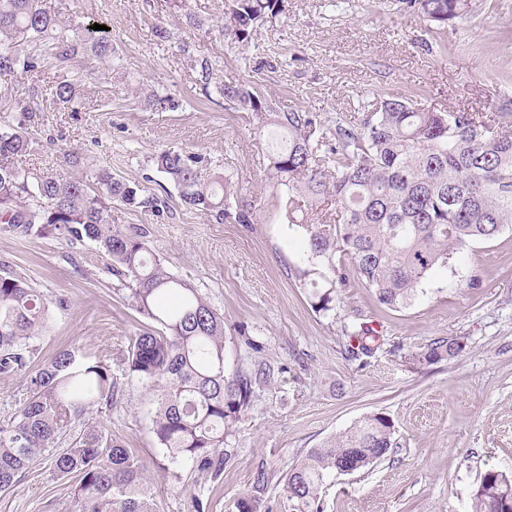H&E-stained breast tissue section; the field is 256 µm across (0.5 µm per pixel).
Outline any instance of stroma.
<instances>
[{"mask_svg":"<svg viewBox=\"0 0 512 512\" xmlns=\"http://www.w3.org/2000/svg\"><path fill=\"white\" fill-rule=\"evenodd\" d=\"M475 3L439 35L395 0H288V20L241 48L218 32L224 0H186L182 13L164 0H43L48 10L70 9L76 25L106 26L118 54L109 71L89 57L71 64L81 78L76 106L42 105L32 149L17 166L54 169L58 149H75L165 199L157 215L117 201L112 213L117 223L148 225L150 253L223 314L227 371L260 362L277 368L227 434L231 459L220 477L172 464L152 432L155 398L124 364L149 321L109 258L88 240L0 230V275L23 280L50 303L34 366L70 349L109 367L114 400L90 407L84 420L138 457L157 512H238L254 495L260 512H302L288 496V471L370 413L392 421L393 448L361 471L332 475L320 512H470L487 470L512 472V231L461 250L408 307L379 305L351 278L337 286L333 312L316 311L304 238L285 223L266 181L270 136L246 113L203 98L190 63L208 59L217 81L252 84L275 106L330 124L386 95L512 113V0ZM159 26L167 39L156 36ZM183 43L189 55L179 52ZM43 84L31 72L1 74L0 118ZM151 94L172 107L149 106ZM165 149L201 154L202 179L230 178L250 223L220 224L185 206L149 161ZM476 273L482 285L469 287ZM363 324L385 339L364 365L344 353ZM437 337L460 338L464 348L450 360L414 363ZM74 485L37 458L0 492V512H76Z\"/></svg>","mask_w":512,"mask_h":512,"instance_id":"obj_1","label":"stroma"}]
</instances>
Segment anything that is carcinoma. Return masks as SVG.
Here are the masks:
<instances>
[{
	"label": "carcinoma",
	"instance_id": "cac0c4a2",
	"mask_svg": "<svg viewBox=\"0 0 512 512\" xmlns=\"http://www.w3.org/2000/svg\"><path fill=\"white\" fill-rule=\"evenodd\" d=\"M282 0H224V41L244 47L262 27L288 19ZM447 31L471 9V0H397ZM116 47L96 31L81 29L50 12L41 0H0V74L63 70L81 56L112 67ZM193 67L211 95L213 65ZM52 99L73 104L78 83L47 87ZM219 96L245 112L259 129H275L266 176L282 191L289 224L305 238L312 264L333 280L314 289V307L333 310L336 282L348 273L371 288L390 309L409 306L438 268L450 266L460 249L498 236L512 224V135L499 132L512 118L423 107L403 96L375 98L354 120L333 126L312 112H280L246 84H222ZM40 108L21 105L14 129L0 128V224L25 236L56 234L95 242L112 260V275L130 291L136 309L154 326L142 330L128 351L129 373L157 393L153 433L166 458L217 478L228 454L225 435L249 408L256 387L271 369L225 368L224 317L189 283L171 273L147 247L146 225L115 223L112 201L155 207L137 185L124 183L104 166H92L75 150L62 152L65 166L85 175L25 170L15 158L30 149L27 122ZM201 157L164 150L152 166L180 190L185 204L222 223L249 212L231 211L228 179L203 182ZM48 305L25 282L0 276V373L25 370L35 355L32 341L47 329ZM350 358H370L381 336L361 325L352 334ZM463 346L457 338L432 340L415 361L450 360ZM29 396L0 425V490L8 489L29 463L44 454L60 476L76 478L78 512H156L139 459L96 426L81 422L95 404L112 405L107 366L78 358L68 349L29 376ZM388 418L370 414L347 431L308 451L289 470V496L315 504L326 479L345 460L362 470L393 446ZM512 512V474L489 470L473 492L471 512Z\"/></svg>",
	"mask_w": 512,
	"mask_h": 512
}]
</instances>
